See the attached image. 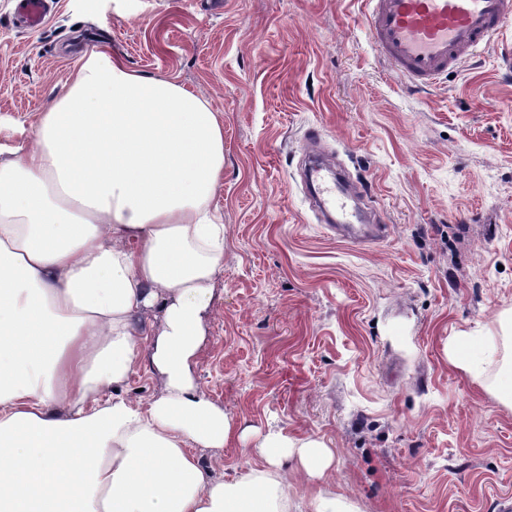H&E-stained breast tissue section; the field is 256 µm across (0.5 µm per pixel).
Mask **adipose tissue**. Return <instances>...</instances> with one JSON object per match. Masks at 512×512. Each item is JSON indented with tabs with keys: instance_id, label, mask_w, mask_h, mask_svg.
I'll return each instance as SVG.
<instances>
[{
	"instance_id": "obj_1",
	"label": "adipose tissue",
	"mask_w": 512,
	"mask_h": 512,
	"mask_svg": "<svg viewBox=\"0 0 512 512\" xmlns=\"http://www.w3.org/2000/svg\"><path fill=\"white\" fill-rule=\"evenodd\" d=\"M223 179L207 100L104 51L30 144L0 145V512H288L283 461L313 478L330 467L323 442L279 431L259 442L264 467L233 481L194 454L235 431L193 376L224 259ZM497 342L457 337L448 360L480 379ZM145 351L163 391L144 409L126 385Z\"/></svg>"
}]
</instances>
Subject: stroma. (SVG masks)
Here are the masks:
<instances>
[{
    "label": "stroma",
    "mask_w": 512,
    "mask_h": 512,
    "mask_svg": "<svg viewBox=\"0 0 512 512\" xmlns=\"http://www.w3.org/2000/svg\"><path fill=\"white\" fill-rule=\"evenodd\" d=\"M0 0V143L30 141L88 46L202 95L224 121V260L195 382L249 439L196 454L212 479L262 467L270 429L323 441L322 478L284 466L288 512H497L512 408L453 367L449 341L512 317V27L415 89L367 31L365 0H54L29 31ZM387 227L336 238L301 184L309 128Z\"/></svg>",
    "instance_id": "35a3bbf8"
}]
</instances>
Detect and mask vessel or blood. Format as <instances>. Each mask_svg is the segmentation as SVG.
I'll list each match as a JSON object with an SVG mask.
<instances>
[{
  "label": "vessel or blood",
  "instance_id": "1",
  "mask_svg": "<svg viewBox=\"0 0 512 512\" xmlns=\"http://www.w3.org/2000/svg\"><path fill=\"white\" fill-rule=\"evenodd\" d=\"M370 41L390 66L411 85L427 87L455 71L467 56L488 46L512 25V0H368ZM306 181L314 189L312 205L331 219L342 237L354 242L370 232L357 228L362 195L350 190L343 171L312 166Z\"/></svg>",
  "mask_w": 512,
  "mask_h": 512
}]
</instances>
